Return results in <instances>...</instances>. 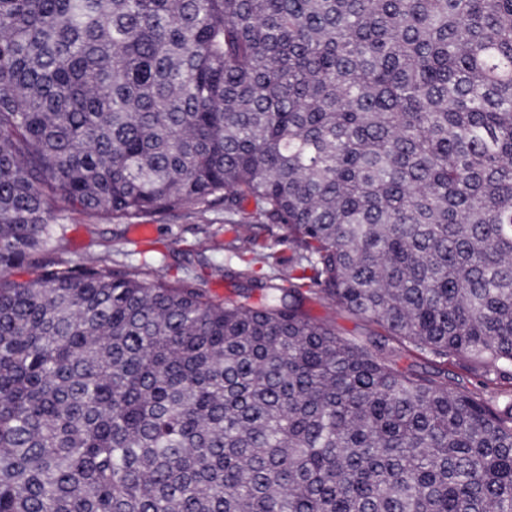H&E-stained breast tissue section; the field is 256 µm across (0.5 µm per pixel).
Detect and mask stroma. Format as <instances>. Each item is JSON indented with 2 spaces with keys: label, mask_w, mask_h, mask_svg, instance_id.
I'll return each mask as SVG.
<instances>
[{
  "label": "stroma",
  "mask_w": 512,
  "mask_h": 512,
  "mask_svg": "<svg viewBox=\"0 0 512 512\" xmlns=\"http://www.w3.org/2000/svg\"><path fill=\"white\" fill-rule=\"evenodd\" d=\"M150 233L136 231L134 221L89 215L61 206L56 233L48 244L52 257L73 264L85 257L108 263L149 262L160 276L196 278L214 301L232 295L239 260L231 251L239 227L227 221L223 208L204 213L186 210L145 216Z\"/></svg>",
  "instance_id": "obj_1"
}]
</instances>
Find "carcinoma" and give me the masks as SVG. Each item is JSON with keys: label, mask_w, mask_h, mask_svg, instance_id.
Here are the masks:
<instances>
[{"label": "carcinoma", "mask_w": 512, "mask_h": 512, "mask_svg": "<svg viewBox=\"0 0 512 512\" xmlns=\"http://www.w3.org/2000/svg\"><path fill=\"white\" fill-rule=\"evenodd\" d=\"M249 199L222 302L43 255ZM0 512H512V0H0ZM304 308L313 317L323 319L336 326L344 336H361L364 334V326L359 321L348 317L340 309L317 299L309 300Z\"/></svg>", "instance_id": "obj_1"}]
</instances>
